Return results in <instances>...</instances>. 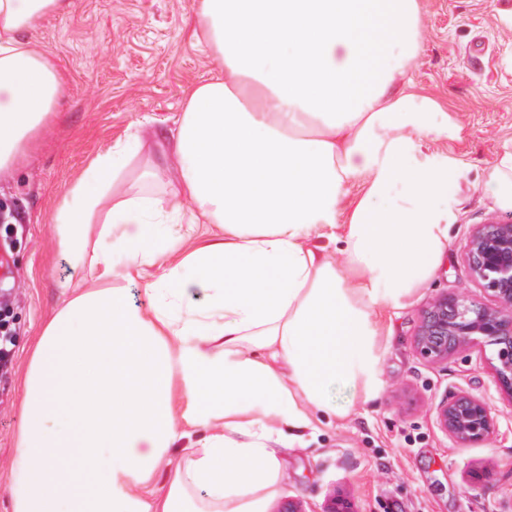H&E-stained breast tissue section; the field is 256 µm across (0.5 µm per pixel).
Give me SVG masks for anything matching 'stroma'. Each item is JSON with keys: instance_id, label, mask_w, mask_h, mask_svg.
Returning <instances> with one entry per match:
<instances>
[{"instance_id": "stroma-1", "label": "stroma", "mask_w": 512, "mask_h": 512, "mask_svg": "<svg viewBox=\"0 0 512 512\" xmlns=\"http://www.w3.org/2000/svg\"><path fill=\"white\" fill-rule=\"evenodd\" d=\"M196 0H72L70 10L46 15L29 31L64 82V94L47 125L24 146L19 171L0 179V218L13 233L0 238L10 275L0 274L9 297L15 355L0 377V475L10 463L22 402L27 343L64 300L60 281L71 264L57 256L52 219L65 188L97 154L128 135L145 145L125 166L114 188L123 197L140 172L158 161L157 135L180 119L185 92L219 69L192 35ZM421 48L410 65L421 93L435 99L458 137L430 149L456 162L458 180L448 199L453 216L448 253L411 305L381 331L383 390L374 397L345 382L332 394L354 413L319 425L303 448L283 454L284 479L270 508L288 501L305 512H325L342 496L355 512H512V399L495 386L489 365L462 350L432 363L415 349L423 312L438 297L467 285L487 300L470 275L465 244L489 219L512 222L484 186L502 152L512 150V29L501 16L512 0H420ZM482 43L483 65L469 52ZM466 390L483 396L496 415L490 444L453 447L427 404Z\"/></svg>"}]
</instances>
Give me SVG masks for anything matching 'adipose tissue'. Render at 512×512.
<instances>
[{"mask_svg":"<svg viewBox=\"0 0 512 512\" xmlns=\"http://www.w3.org/2000/svg\"><path fill=\"white\" fill-rule=\"evenodd\" d=\"M71 5L0 0V176L63 95L24 34ZM195 36L220 71L160 143L168 209L111 199L133 135L54 214L81 277L31 348L6 512H267L284 450L352 414L335 382L382 390L376 316L448 250L457 168L428 150L448 127L409 75L420 0H196Z\"/></svg>","mask_w":512,"mask_h":512,"instance_id":"obj_1","label":"adipose tissue"}]
</instances>
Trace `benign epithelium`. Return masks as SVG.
Here are the masks:
<instances>
[{
    "label": "benign epithelium",
    "mask_w": 512,
    "mask_h": 512,
    "mask_svg": "<svg viewBox=\"0 0 512 512\" xmlns=\"http://www.w3.org/2000/svg\"><path fill=\"white\" fill-rule=\"evenodd\" d=\"M471 276L493 298L489 306L470 297L469 288L437 298L425 310L415 337L420 355L443 362L459 350L487 356L498 390L512 398V224L480 225L465 245ZM426 412L459 448L492 441L496 419L483 397L461 390Z\"/></svg>",
    "instance_id": "1"
}]
</instances>
